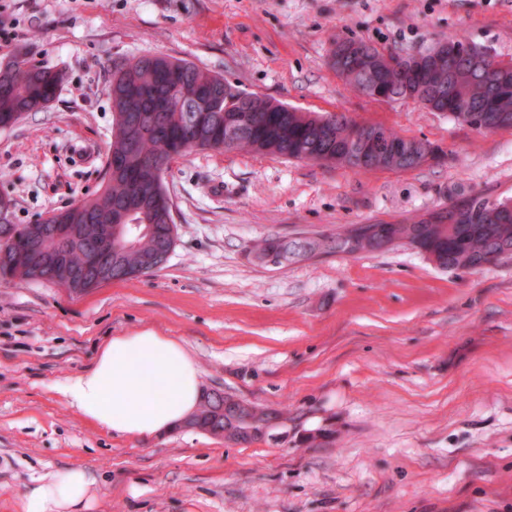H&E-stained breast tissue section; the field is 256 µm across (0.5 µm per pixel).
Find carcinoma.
<instances>
[{"instance_id":"cac0c4a2","label":"carcinoma","mask_w":512,"mask_h":512,"mask_svg":"<svg viewBox=\"0 0 512 512\" xmlns=\"http://www.w3.org/2000/svg\"><path fill=\"white\" fill-rule=\"evenodd\" d=\"M361 54L344 58V81L359 92L380 101L411 100L431 112H444L453 119L472 124L460 113L465 107L480 117L494 132L512 129V65L493 69L467 52L473 44L458 35L437 42L446 54L441 67L427 48L420 55L380 50L362 40ZM61 84L58 71L27 60L0 67V128H10L28 112H39L57 95ZM242 90L224 77L185 59L164 55L142 56L122 61L112 68L109 95L114 127L108 159L112 175L93 196L78 207L58 211L60 235H49L48 247L63 248L70 268H91L97 261L95 226L136 224L138 230L123 232L115 245L126 251L125 263L112 266V278L125 281L141 276L142 259L162 265L172 246L173 223L165 189L156 194L139 193L155 180L154 165L169 164L195 148L212 149L220 144L225 151L309 160L352 172L384 167L388 160L371 163L372 148L355 134L356 122L336 121L330 113L278 112L280 103ZM403 154L419 150L424 140L404 137L377 125ZM465 211L439 209L429 218L410 224H363L361 229L374 239L387 233L392 238L412 237L417 249L435 255L443 270L460 263L473 270L482 268L487 256L512 247V199L470 196L462 199ZM84 226L77 238L65 240L67 225ZM298 241L278 235L258 243L261 250L291 252ZM12 276L20 282L32 281L30 256L15 248L8 261L0 259V280ZM226 396H209L211 430L224 429L228 419Z\"/></svg>"}]
</instances>
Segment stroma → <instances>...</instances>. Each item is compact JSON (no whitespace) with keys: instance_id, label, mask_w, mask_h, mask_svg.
<instances>
[{"instance_id":"1","label":"stroma","mask_w":512,"mask_h":512,"mask_svg":"<svg viewBox=\"0 0 512 512\" xmlns=\"http://www.w3.org/2000/svg\"><path fill=\"white\" fill-rule=\"evenodd\" d=\"M0 63L59 70L57 97L0 129V192L28 224L98 191L114 63L184 58L247 92L430 141L441 160L350 172L193 149L163 175L177 226L161 269L83 294L0 282V512L74 466L88 512H512V257L435 268L401 244L269 266L270 235L418 219L512 198V129L483 133L368 98L329 64L336 38L414 52L460 33L512 60V0H0ZM178 337L207 390L282 412L250 444L186 426L143 441L80 418L58 388L106 336Z\"/></svg>"}]
</instances>
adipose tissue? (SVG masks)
Instances as JSON below:
<instances>
[{
	"mask_svg": "<svg viewBox=\"0 0 512 512\" xmlns=\"http://www.w3.org/2000/svg\"><path fill=\"white\" fill-rule=\"evenodd\" d=\"M60 393L82 417L115 435L151 439L185 425L203 396L196 359L173 336L147 328L105 337L92 363ZM96 477L81 467L33 479L23 512H86Z\"/></svg>",
	"mask_w": 512,
	"mask_h": 512,
	"instance_id": "obj_1",
	"label": "adipose tissue"
}]
</instances>
